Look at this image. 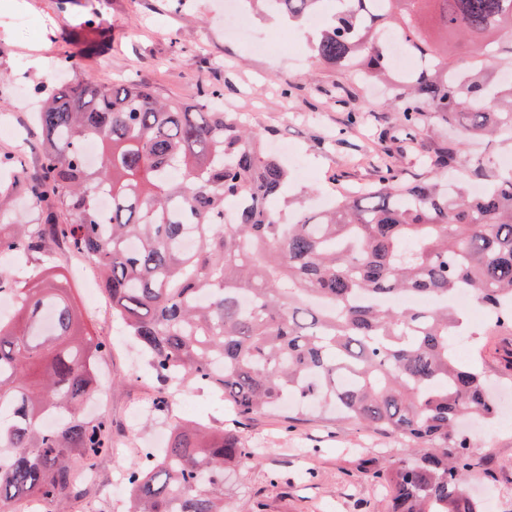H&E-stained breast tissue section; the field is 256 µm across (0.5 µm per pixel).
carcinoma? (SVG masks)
I'll list each match as a JSON object with an SVG mask.
<instances>
[{
    "label": "carcinoma",
    "instance_id": "1",
    "mask_svg": "<svg viewBox=\"0 0 512 512\" xmlns=\"http://www.w3.org/2000/svg\"><path fill=\"white\" fill-rule=\"evenodd\" d=\"M279 2L276 16L300 23L321 0ZM337 2L312 57L389 83L398 143L425 123L457 127L425 150L426 178L380 168L362 198L285 212L290 172L264 133L200 108L217 88L199 87L196 106L74 76L35 113L38 174L0 154L14 172L4 192L22 193L31 214L0 211V257L63 248L91 260L112 317L167 387L157 411L190 384L214 388L241 420L333 406L430 449L384 469L362 460L389 512H475L466 477L482 467L480 438L459 422L495 416L497 402L455 353L465 318L448 299L467 289L512 326V170L466 151L476 138L512 145V0ZM385 31L422 65L396 72ZM62 268L50 261L34 282L0 265V294L18 298L0 320V512L31 500L68 512L84 495L75 465L112 451V419L80 414L107 344L62 291ZM250 454L224 429L176 421L161 454L127 469L129 512H224V475Z\"/></svg>",
    "mask_w": 512,
    "mask_h": 512
}]
</instances>
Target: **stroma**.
Listing matches in <instances>:
<instances>
[{
    "label": "stroma",
    "mask_w": 512,
    "mask_h": 512,
    "mask_svg": "<svg viewBox=\"0 0 512 512\" xmlns=\"http://www.w3.org/2000/svg\"><path fill=\"white\" fill-rule=\"evenodd\" d=\"M56 0H0V104L10 105L8 132H0V154L23 150L22 162L35 169L40 139L28 109L39 106L40 86L63 82L61 56L73 55L79 78L94 83L133 79L163 99L195 102L200 85L220 88L224 107L273 137L274 150L295 149L304 169L292 179L290 192L314 191L330 199L333 189L369 185L377 167L397 169L405 179L417 172L424 151L453 134L445 126L424 127L409 145L388 141L399 119L379 86L352 87L351 108L366 120L350 125L326 91L342 75L311 57L310 26H293L279 19L254 16L246 39L234 41L224 33L220 0H77L71 11L52 16ZM109 17L101 48L79 37L80 24L95 27ZM296 45L304 60L295 67L279 47ZM91 332L109 342L98 362V377L112 389L111 455L97 466L99 487L72 512H127L128 494L120 488L128 465L167 437L168 423L195 421L233 430L252 448L224 480L225 512H252L263 503L266 512H387L384 491L356 461V448H365L378 465L401 458L406 448L399 437L329 414L286 421L278 412L237 420L224 401L209 388L188 387L170 399L165 412L152 421L137 411L159 395L161 386L138 351L120 336L112 322V306H90L87 289L67 280ZM464 363L476 364L499 377L512 390V330L479 332L467 342ZM477 456L486 469L471 472V490L493 492L489 512H512V411L482 439Z\"/></svg>",
    "instance_id": "stroma-1"
}]
</instances>
